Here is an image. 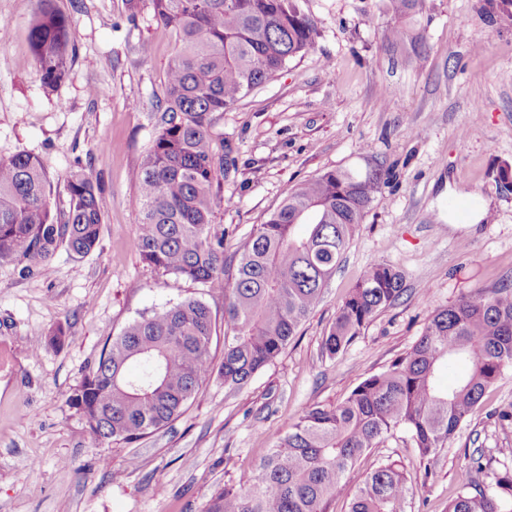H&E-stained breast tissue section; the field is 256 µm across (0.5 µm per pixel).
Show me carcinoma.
Here are the masks:
<instances>
[{"label": "carcinoma", "mask_w": 512, "mask_h": 512, "mask_svg": "<svg viewBox=\"0 0 512 512\" xmlns=\"http://www.w3.org/2000/svg\"><path fill=\"white\" fill-rule=\"evenodd\" d=\"M30 49L46 87L67 76L72 21L56 0H35ZM154 17L177 35L156 135L134 172L141 220L135 247L148 265L224 294V350L214 366L216 322L187 298L155 310L107 342L67 401L98 443L139 440L168 426L213 371L231 392L273 363L296 335L377 198L389 169L326 171L288 191L280 207L224 256V229L213 223L224 167L214 132L222 113L315 45L317 25L297 0H149ZM69 210L51 207V181L37 158L0 160V262L22 277L44 269L61 245L75 255L99 243L101 185L85 172L67 178ZM406 292L403 274L369 266L322 340L336 356ZM467 372L453 387L439 377L448 361ZM512 366V285L475 289L434 310L419 341L385 370L361 381L335 407H305L246 483L216 490L204 512H328L345 495L344 475L397 430L421 459L434 461ZM349 512H407L409 487L386 460L348 494ZM446 512H512V469L466 483Z\"/></svg>", "instance_id": "cac0c4a2"}]
</instances>
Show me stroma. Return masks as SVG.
Wrapping results in <instances>:
<instances>
[{
	"instance_id": "obj_1",
	"label": "stroma",
	"mask_w": 512,
	"mask_h": 512,
	"mask_svg": "<svg viewBox=\"0 0 512 512\" xmlns=\"http://www.w3.org/2000/svg\"><path fill=\"white\" fill-rule=\"evenodd\" d=\"M73 21L66 79L45 87L28 42L35 0H0V159L37 157L52 209H68L66 180L82 170L101 186L98 246L59 247L39 275L0 263V512H203L211 494L250 479L311 404L332 407L420 338L431 312L479 288L512 284V7L502 0H424L400 15L387 0H299L317 23L314 48L291 60L218 117L236 161L213 221L224 253L264 223L287 192L336 168L393 170L321 298L295 338L239 392L211 376L187 411L131 444L94 441L67 398L104 342L140 315L194 297L224 321V296L143 262L132 178L152 145L175 35L147 0H57ZM409 42L387 41L390 29ZM421 53H414V43ZM487 202L477 224L452 220L449 198ZM400 270L406 292L336 357L322 339L370 265ZM63 327V345H47ZM512 368L434 464L408 433L388 436L344 476L355 489L379 461L396 460L411 489L408 512H445L457 488L485 481L512 448Z\"/></svg>"
}]
</instances>
